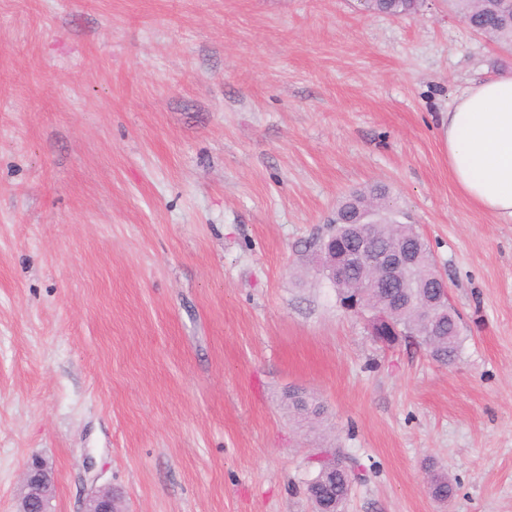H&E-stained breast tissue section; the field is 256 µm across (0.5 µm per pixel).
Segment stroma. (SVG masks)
Listing matches in <instances>:
<instances>
[{"instance_id": "1", "label": "stroma", "mask_w": 512, "mask_h": 512, "mask_svg": "<svg viewBox=\"0 0 512 512\" xmlns=\"http://www.w3.org/2000/svg\"><path fill=\"white\" fill-rule=\"evenodd\" d=\"M511 67L448 0H0V512L35 456L54 512H313L334 449L366 474L344 512H512V222L441 134ZM374 184L446 276L454 364L375 342L317 275ZM369 9L394 18L410 17L417 4L411 0H370ZM117 500L112 492L101 489L95 492L87 501L84 512H119Z\"/></svg>"}]
</instances>
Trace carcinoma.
Returning a JSON list of instances; mask_svg holds the SVG:
<instances>
[{"label": "carcinoma", "mask_w": 512, "mask_h": 512, "mask_svg": "<svg viewBox=\"0 0 512 512\" xmlns=\"http://www.w3.org/2000/svg\"><path fill=\"white\" fill-rule=\"evenodd\" d=\"M455 14L468 19L472 28L486 35L501 49L512 51V0H449ZM369 9L394 18H406L416 10L413 0H370ZM373 207L371 227L374 243L382 248L391 243L394 233L409 238L419 245L422 264L433 260L431 250L425 241L418 238V233L409 224L402 223L401 210L390 197L384 185L350 192L336 206L330 223L336 236L347 232L345 225L360 220L358 209L366 203ZM365 276L363 269L354 267L349 270L348 282L335 285L338 296L343 297L354 290V283ZM427 290L424 288H377L365 291L363 303L370 311L381 310L401 331H416L422 343L429 351L430 357L443 364H452L458 358L461 346L460 331L447 318L436 321V327L429 331L417 322V310L424 300ZM310 499L318 512H343V506L352 489V478L341 458L336 461L324 459L319 462L318 470L311 479ZM432 493L435 498L446 501L454 494V487L446 477L434 481Z\"/></svg>", "instance_id": "1"}]
</instances>
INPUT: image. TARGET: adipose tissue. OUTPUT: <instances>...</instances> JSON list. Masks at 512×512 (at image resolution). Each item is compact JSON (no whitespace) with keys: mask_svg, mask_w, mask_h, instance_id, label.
I'll return each mask as SVG.
<instances>
[{"mask_svg":"<svg viewBox=\"0 0 512 512\" xmlns=\"http://www.w3.org/2000/svg\"><path fill=\"white\" fill-rule=\"evenodd\" d=\"M442 127L455 186L479 210L512 222V71L473 82Z\"/></svg>","mask_w":512,"mask_h":512,"instance_id":"1","label":"adipose tissue"}]
</instances>
